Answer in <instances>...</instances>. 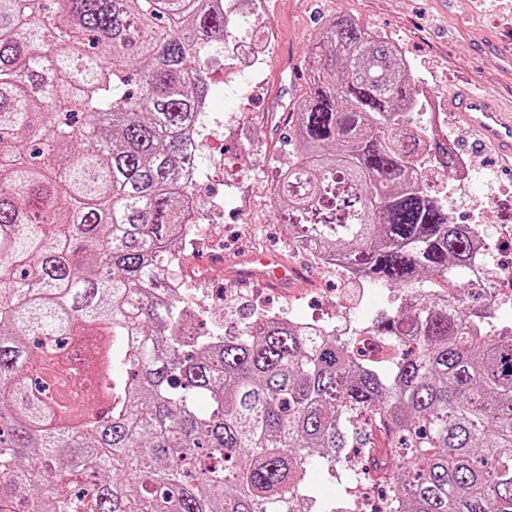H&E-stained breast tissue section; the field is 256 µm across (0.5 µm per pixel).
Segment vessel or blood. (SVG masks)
<instances>
[{
  "label": "vessel or blood",
  "mask_w": 512,
  "mask_h": 512,
  "mask_svg": "<svg viewBox=\"0 0 512 512\" xmlns=\"http://www.w3.org/2000/svg\"><path fill=\"white\" fill-rule=\"evenodd\" d=\"M452 109L477 134L479 144L492 146L501 156L512 158V111H502L488 98L472 92L456 98ZM303 277L301 267L265 253L244 257L231 274L238 285L262 281L275 289L290 288Z\"/></svg>",
  "instance_id": "b4317fda"
}]
</instances>
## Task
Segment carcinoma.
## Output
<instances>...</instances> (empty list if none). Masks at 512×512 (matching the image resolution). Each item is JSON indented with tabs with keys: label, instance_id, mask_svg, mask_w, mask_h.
<instances>
[{
	"label": "carcinoma",
	"instance_id": "carcinoma-1",
	"mask_svg": "<svg viewBox=\"0 0 512 512\" xmlns=\"http://www.w3.org/2000/svg\"><path fill=\"white\" fill-rule=\"evenodd\" d=\"M224 30L210 0H0V512H349L310 470L379 439L386 512H512V314L465 293L490 233L448 220L428 172L458 154L404 123L410 65L351 18L314 32L274 204L289 248L399 292L372 330L400 342L371 363L258 312L186 332L160 259L199 223L183 175L209 84L187 70ZM83 335L96 416L47 379ZM337 477V475H336ZM335 476L325 473L314 472L311 476V482L314 485L315 496L318 502L323 504L332 500H339L342 494V486Z\"/></svg>",
	"mask_w": 512,
	"mask_h": 512
}]
</instances>
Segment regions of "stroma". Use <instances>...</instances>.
Instances as JSON below:
<instances>
[{
    "instance_id": "1",
    "label": "stroma",
    "mask_w": 512,
    "mask_h": 512,
    "mask_svg": "<svg viewBox=\"0 0 512 512\" xmlns=\"http://www.w3.org/2000/svg\"><path fill=\"white\" fill-rule=\"evenodd\" d=\"M254 19L242 29L243 37L271 38L272 50L261 87L241 101L227 82L222 57H213L210 69L208 118L202 131L205 144L199 158L198 185L204 199L229 193L230 201L212 228L211 238L198 243L194 257L214 263L232 261L251 251L279 254L304 267L309 285L275 291L254 281L233 285L223 271L202 275V288H232L225 307L249 313L252 300L262 297L279 316H302L321 321L361 314L372 316L391 304L385 288H361L344 281L336 270L312 257L289 250L288 227L283 224L266 189L292 158L287 133L278 129L295 111L305 84L289 87L278 80V64L292 53L298 66L311 57V35L326 19L347 14L374 28L406 51L415 76L447 100L463 90L476 89L512 105V0H315L304 8L301 0H255ZM456 150L474 153L491 175L471 183L465 203L449 202L452 223L468 224L470 205L484 204V222L492 236L512 226V198L495 196L496 184L512 182V162L489 146H476L475 135L457 115L439 131Z\"/></svg>"
}]
</instances>
